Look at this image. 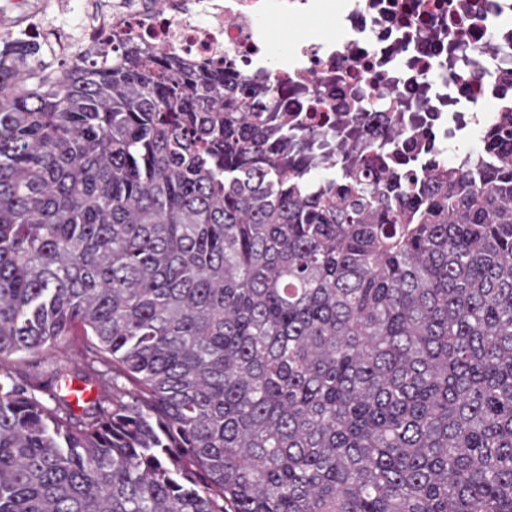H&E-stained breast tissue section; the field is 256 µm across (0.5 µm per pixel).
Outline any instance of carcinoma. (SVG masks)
<instances>
[{
    "instance_id": "1",
    "label": "carcinoma",
    "mask_w": 512,
    "mask_h": 512,
    "mask_svg": "<svg viewBox=\"0 0 512 512\" xmlns=\"http://www.w3.org/2000/svg\"><path fill=\"white\" fill-rule=\"evenodd\" d=\"M280 94L0 37V512H512V107L459 167Z\"/></svg>"
}]
</instances>
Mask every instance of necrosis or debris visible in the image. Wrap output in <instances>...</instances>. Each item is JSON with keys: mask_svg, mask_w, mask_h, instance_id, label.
Segmentation results:
<instances>
[{"mask_svg": "<svg viewBox=\"0 0 512 512\" xmlns=\"http://www.w3.org/2000/svg\"><path fill=\"white\" fill-rule=\"evenodd\" d=\"M1 12L62 52L118 28L185 60L225 64L279 84L290 114L357 117L365 141L399 121L423 157L487 125L488 100L512 101V0H167L161 10L149 0H43L36 12L29 0H0ZM309 16L327 17L339 36L306 30L274 46L271 22Z\"/></svg>", "mask_w": 512, "mask_h": 512, "instance_id": "obj_1", "label": "necrosis or debris"}]
</instances>
